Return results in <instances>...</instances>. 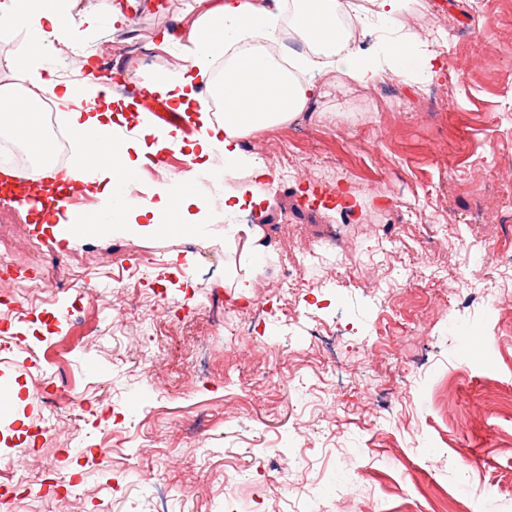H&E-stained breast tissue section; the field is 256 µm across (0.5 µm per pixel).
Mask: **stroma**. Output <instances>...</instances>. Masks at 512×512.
Listing matches in <instances>:
<instances>
[{
	"mask_svg": "<svg viewBox=\"0 0 512 512\" xmlns=\"http://www.w3.org/2000/svg\"><path fill=\"white\" fill-rule=\"evenodd\" d=\"M115 2L74 0L79 42L156 54L88 73L178 74L162 40L191 0H131L121 23ZM399 23L441 54V111L403 75L380 109L333 83L249 134L306 170L249 209L277 254L251 305L217 285L248 270L223 225L67 243L0 205L20 267L0 455L24 451L28 486L7 512H512V0H417ZM29 43L0 32V84L25 82Z\"/></svg>",
	"mask_w": 512,
	"mask_h": 512,
	"instance_id": "obj_1",
	"label": "stroma"
}]
</instances>
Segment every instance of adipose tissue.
Returning <instances> with one entry per match:
<instances>
[{
	"label": "adipose tissue",
	"instance_id": "obj_1",
	"mask_svg": "<svg viewBox=\"0 0 512 512\" xmlns=\"http://www.w3.org/2000/svg\"><path fill=\"white\" fill-rule=\"evenodd\" d=\"M71 2L0 0V29L22 27L31 35L25 57L30 84L26 103L18 109L8 101L0 102V132L32 152H42V97L51 94L64 106L66 127L83 145L84 190L101 201L100 211L71 216L69 223L75 227L94 224L102 234L152 237L185 227L190 238L210 236L216 225L215 211L197 198L196 184L207 179L218 186L225 174L239 170L265 178V166L241 150L240 140L252 130L288 123L305 112L320 92L317 74L328 69L341 80L360 84H372L391 74H410L424 81L438 64L435 52L393 25L412 0H371L370 6L351 7L345 16L340 13L339 0H193L190 20L165 37L166 42L182 48L185 66L175 77L154 76L150 87L178 110L197 107L199 129L188 137L180 128L158 129L145 119L139 129L156 143L153 148L135 150L127 143H109L113 125L105 108L114 101L109 81L63 84L44 65V40L77 33ZM284 24L305 46L304 53L292 56L291 68H283L262 48L243 43L254 35L276 40ZM356 27L381 29L385 36L365 54L352 46ZM220 57L225 60L224 76L208 84L211 96L224 107L223 120L217 124L208 107L200 104L198 86L201 79H207L212 61ZM184 146L195 156V163L159 185L155 200L133 203L125 190L127 177L151 163L157 149ZM217 150L224 155L223 166L205 164V157ZM191 206L197 209L196 218L182 225L180 215ZM224 240L239 249L251 267L236 282L233 294L235 301L248 304L254 297L257 273L273 255L272 246L258 224L230 225Z\"/></svg>",
	"mask_w": 512,
	"mask_h": 512
}]
</instances>
